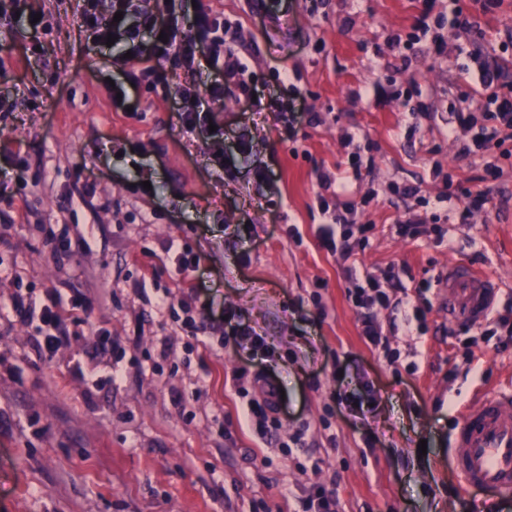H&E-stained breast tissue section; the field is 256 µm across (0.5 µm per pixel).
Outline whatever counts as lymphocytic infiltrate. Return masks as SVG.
Masks as SVG:
<instances>
[{
    "label": "lymphocytic infiltrate",
    "instance_id": "f902f5d3",
    "mask_svg": "<svg viewBox=\"0 0 512 512\" xmlns=\"http://www.w3.org/2000/svg\"><path fill=\"white\" fill-rule=\"evenodd\" d=\"M101 1L104 0H78L81 26L88 42L95 46L115 37L121 50L114 55V64L125 65L130 58L144 62L133 85L154 82L157 66L164 63L188 73L204 67L215 74V81L206 85L203 93L180 90L179 116L185 133H195L205 123L204 102L223 101L228 92L247 100L256 94L255 72L240 56L230 26L210 8L199 4L190 12L186 0H105L109 7L104 10ZM468 57L472 63L469 77L477 84L499 87L500 92L490 98L487 113L480 117L466 112L462 103H454L452 111L457 122L471 133L460 153L483 160L484 181L496 182L504 170L486 161L485 154L489 148L512 140V77L489 68L479 51L469 52ZM349 298L362 315L364 340L374 348H386L387 341L372 316L375 306L389 302L382 285L367 280L350 290ZM12 314L32 328L43 355L53 356L67 343L68 318L59 297L45 301L15 292L8 303L0 305V319ZM235 388L246 401L245 416L251 428L264 437L274 435L279 427L277 410L263 395L259 378L236 379Z\"/></svg>",
    "mask_w": 512,
    "mask_h": 512
}]
</instances>
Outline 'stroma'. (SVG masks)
<instances>
[{
  "label": "stroma",
  "instance_id": "stroma-1",
  "mask_svg": "<svg viewBox=\"0 0 512 512\" xmlns=\"http://www.w3.org/2000/svg\"><path fill=\"white\" fill-rule=\"evenodd\" d=\"M205 2L237 25L262 100L293 101L314 124L278 123L228 94L207 114L220 136L185 134L176 90L205 87L208 70L137 93L127 76L140 62L122 76L111 50L88 46L77 0H26L0 16V96L16 102L0 112V185L11 191L0 199V303L17 274L36 295L92 301L50 359L23 322L0 325V512H302L316 484L341 512H472L448 439L467 406L512 387V346L449 336L434 283L462 262L498 284L493 314L512 318V167L483 182L450 112L459 91L478 115L489 96L462 71L461 47L512 72V0H460L482 38L446 25L442 55L411 59L391 37L411 31L421 0ZM34 11L47 30H29ZM352 153L362 174L328 202L339 223L370 231L332 253L316 236L327 221L317 176L339 178ZM448 175L489 192L469 223L448 221ZM409 219L426 234L399 235ZM65 225L77 240L52 247L48 230ZM170 239L199 260L186 282L161 247ZM352 266L399 274L389 306L373 310L398 362L361 335ZM162 297L174 311L157 309ZM186 304L194 336L182 328ZM412 304L425 333L406 328ZM227 311L266 336L268 353L223 341L216 320ZM100 329L111 353L93 347ZM261 370L285 393L269 440L247 426L232 387L234 373Z\"/></svg>",
  "mask_w": 512,
  "mask_h": 512
}]
</instances>
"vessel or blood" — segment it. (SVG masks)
Listing matches in <instances>:
<instances>
[{
    "mask_svg": "<svg viewBox=\"0 0 512 512\" xmlns=\"http://www.w3.org/2000/svg\"><path fill=\"white\" fill-rule=\"evenodd\" d=\"M495 284L470 267L452 264L439 300L449 319L480 328L497 300ZM456 481L488 503L512 499V390L465 409L450 440Z\"/></svg>",
    "mask_w": 512,
    "mask_h": 512,
    "instance_id": "1",
    "label": "vessel or blood"
}]
</instances>
